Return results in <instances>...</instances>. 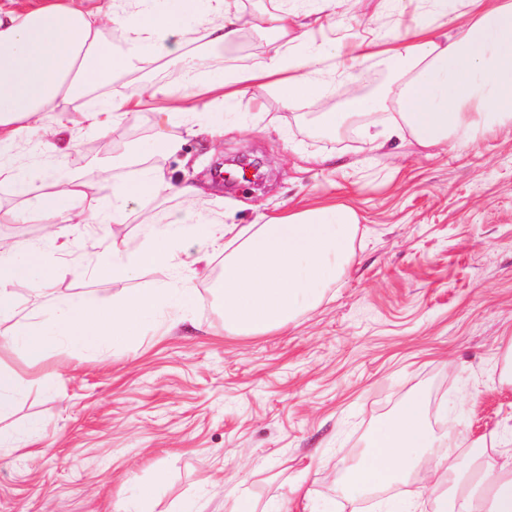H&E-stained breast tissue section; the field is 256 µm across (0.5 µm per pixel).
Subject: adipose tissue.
Segmentation results:
<instances>
[{
	"instance_id": "ef3b65f1",
	"label": "adipose tissue",
	"mask_w": 512,
	"mask_h": 512,
	"mask_svg": "<svg viewBox=\"0 0 512 512\" xmlns=\"http://www.w3.org/2000/svg\"><path fill=\"white\" fill-rule=\"evenodd\" d=\"M40 0L18 11L0 0V171L9 170L22 208L0 210L1 224H23L38 216L49 224H125L133 198L178 196L190 199L201 188L190 180L172 182L153 154L178 153L185 138L224 132L223 115L204 123L200 114L214 103L234 100L255 84L276 90L285 106L318 99L328 80L350 76L363 61L381 59L396 67L393 79L374 98L348 97L341 111L321 112L320 126L339 130L358 124L374 148L411 135L423 148L471 144L481 133L512 124V0H416L418 21L405 35L380 34L344 51L327 53L313 37L312 18L335 12L339 0H316L300 12L288 7L262 23L281 34H295L304 45L293 53L281 41L260 64L230 75L201 80V50L236 42L240 17L233 0ZM120 30L121 43L104 33ZM196 41L200 50L182 56L181 105H169L171 91L152 89L149 97L120 100L108 91L112 76L131 74L153 64L158 48ZM163 102L161 123L179 120L178 136L159 134L154 153L137 152L116 160L132 169L130 177L101 186L88 196L83 181L51 167L43 185L27 171L12 168L7 153L47 130L48 156L71 142L69 113L107 131L117 114L139 111L146 100ZM54 123H47L48 113ZM359 231L356 210L343 202H320L288 214H259L256 223L224 224L176 217L153 237L134 247L123 239L101 237L93 257L100 278L126 279L137 271L167 267L176 282L124 292L105 307L90 298L56 294L63 273L45 259L41 247L17 248L0 242V352L22 350L29 367L51 353L95 350L129 344L148 330L159 308L171 310L170 325L197 298V271H183L176 246L186 238L205 248L222 246L224 265L217 288L224 301V331L234 336H264L285 328L305 309L317 307L354 257ZM32 283L47 303L40 315L16 312L11 285ZM426 400H406L395 418L380 421L363 459L354 465L345 491L356 494L400 481L424 452L441 449L438 465L427 475L438 488L434 512H512V460L495 463L484 441H473L459 466L448 438L425 424Z\"/></svg>"
}]
</instances>
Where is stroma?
<instances>
[{
	"label": "stroma",
	"instance_id": "35a3bbf8",
	"mask_svg": "<svg viewBox=\"0 0 512 512\" xmlns=\"http://www.w3.org/2000/svg\"><path fill=\"white\" fill-rule=\"evenodd\" d=\"M415 19L414 0H343L322 17L317 40L330 49L353 45L384 23L405 33ZM273 38L246 26L202 72L253 66ZM175 65L159 50L150 69L114 81L112 92L121 98L165 84ZM393 75L385 62H364L315 105L340 111L347 89L369 98ZM309 107H285L272 88L254 85L227 107L230 132L188 139L179 153L158 157L173 180L189 173L204 185L195 200L133 199L129 223L79 232L37 218L0 223V237L22 247L51 232L75 240L78 261L101 233L139 243L174 216L250 224L261 212L328 199L351 200L361 215L346 274L319 306L272 334L225 333L218 255L173 330L153 327L119 348L55 352L33 372L22 351L1 355L0 367L22 381L0 431L36 421L42 433L37 454L0 449V512H113L137 482L158 486L150 512H181L189 502L195 512H224L229 482L257 512L274 501L299 512L300 481L312 512H372L382 499L397 508L422 491L417 477L349 496L336 471L416 394L427 400L435 432L463 447L496 437L493 456L512 454V383L502 378L512 343V126L462 148L424 149L409 137L373 152L355 129L317 133ZM158 120L142 110L104 134L77 123L58 164L93 186L121 178L101 144L119 153L149 148ZM317 155L329 163H314ZM238 158L257 161L262 180L212 182L217 162ZM171 277L162 267L125 280L66 272L57 291L107 305Z\"/></svg>",
	"mask_w": 512,
	"mask_h": 512
}]
</instances>
